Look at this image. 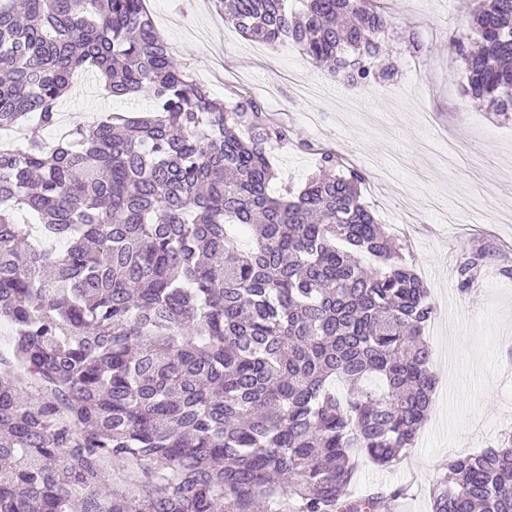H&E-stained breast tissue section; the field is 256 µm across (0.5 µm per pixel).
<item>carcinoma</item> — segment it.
Here are the masks:
<instances>
[{
    "label": "carcinoma",
    "instance_id": "1",
    "mask_svg": "<svg viewBox=\"0 0 512 512\" xmlns=\"http://www.w3.org/2000/svg\"><path fill=\"white\" fill-rule=\"evenodd\" d=\"M298 3L219 0L347 87L398 76L386 4ZM448 50L466 95L512 119V0H481ZM88 72L152 109L0 149V512H378L403 495L357 492L356 473L414 447L435 308L364 177L270 195L288 131L185 74L145 0H0V130L56 126ZM482 259L460 261L461 289ZM440 470L432 512H512L511 433Z\"/></svg>",
    "mask_w": 512,
    "mask_h": 512
}]
</instances>
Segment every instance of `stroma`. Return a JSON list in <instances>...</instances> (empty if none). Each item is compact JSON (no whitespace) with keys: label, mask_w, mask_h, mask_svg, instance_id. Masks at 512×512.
<instances>
[{"label":"stroma","mask_w":512,"mask_h":512,"mask_svg":"<svg viewBox=\"0 0 512 512\" xmlns=\"http://www.w3.org/2000/svg\"><path fill=\"white\" fill-rule=\"evenodd\" d=\"M398 31L413 32L424 53L401 60L400 93L375 83L352 90L307 60L293 44L271 47L224 23L215 0H148L157 28L194 79L225 101H261L292 133L275 148L274 193L300 188L317 171V149H332L344 170L360 172L361 200L390 234L399 208L420 217L402 251L426 283L436 314L424 336L432 348L435 400L414 448L398 465H364L359 489L412 484L383 512H431L429 488L444 457L493 447L512 433V121L470 101L448 37L461 19L460 0H389ZM79 76L63 96L60 118L91 123L108 113L146 112L151 100H113ZM311 149L297 147V140ZM483 252L480 274L461 290L464 250Z\"/></svg>","instance_id":"1"}]
</instances>
